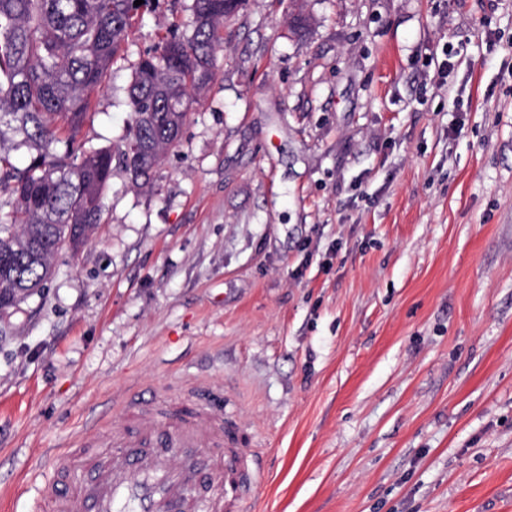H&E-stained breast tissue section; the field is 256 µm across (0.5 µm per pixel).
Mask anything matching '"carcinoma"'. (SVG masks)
<instances>
[{"label": "carcinoma", "instance_id": "1", "mask_svg": "<svg viewBox=\"0 0 512 512\" xmlns=\"http://www.w3.org/2000/svg\"><path fill=\"white\" fill-rule=\"evenodd\" d=\"M0 0V303L41 292L68 226L101 221L118 162L149 185L217 75L219 30L244 0H192V21L134 64L123 148L77 139L92 95L109 85L136 17L152 0ZM27 149L25 165L11 152Z\"/></svg>", "mask_w": 512, "mask_h": 512}]
</instances>
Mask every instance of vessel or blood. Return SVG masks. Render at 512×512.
I'll list each match as a JSON object with an SVG mask.
<instances>
[{
	"label": "vessel or blood",
	"instance_id": "b4317fda",
	"mask_svg": "<svg viewBox=\"0 0 512 512\" xmlns=\"http://www.w3.org/2000/svg\"><path fill=\"white\" fill-rule=\"evenodd\" d=\"M208 479L216 491L197 495ZM262 479L233 404L208 380L128 399L119 424L57 455L49 512H242Z\"/></svg>",
	"mask_w": 512,
	"mask_h": 512
}]
</instances>
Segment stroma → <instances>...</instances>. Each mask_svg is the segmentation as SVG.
<instances>
[{"instance_id":"obj_1","label":"stroma","mask_w":512,"mask_h":512,"mask_svg":"<svg viewBox=\"0 0 512 512\" xmlns=\"http://www.w3.org/2000/svg\"><path fill=\"white\" fill-rule=\"evenodd\" d=\"M153 0L80 137L119 147ZM303 12L307 31L293 30ZM150 187L0 313V512L129 394L220 379L243 512H512V0H246Z\"/></svg>"}]
</instances>
